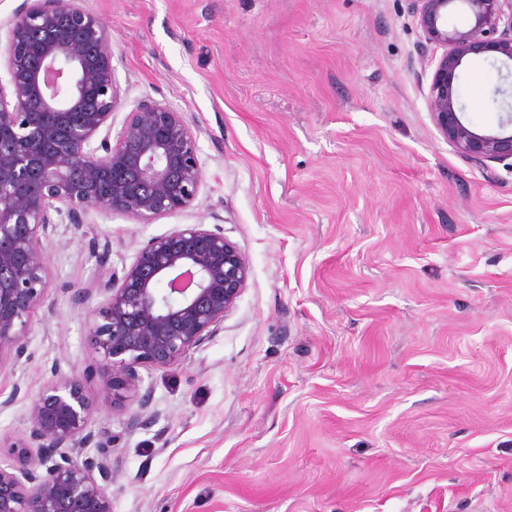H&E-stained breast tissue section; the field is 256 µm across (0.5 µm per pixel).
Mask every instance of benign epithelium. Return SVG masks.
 I'll use <instances>...</instances> for the list:
<instances>
[{
	"mask_svg": "<svg viewBox=\"0 0 512 512\" xmlns=\"http://www.w3.org/2000/svg\"><path fill=\"white\" fill-rule=\"evenodd\" d=\"M427 40L445 47L426 103L456 151L480 164L512 160V115L478 132L463 122L460 67L470 55L512 61V0H418ZM470 24L448 28V8ZM0 354L20 359L29 319L50 297L48 245L66 219L81 239L92 211L141 224L192 206L203 184L197 134L183 113L146 99L121 107L112 34L82 0H23L0 28ZM250 265L238 245L205 224H176L151 237L121 271L92 288L66 290L87 309L89 336L105 388L137 398L132 427L145 426L151 390L140 367L179 364L224 322L247 287ZM96 306H89L92 297ZM93 402L77 379L59 378L31 397L20 466L0 467V512H112V465L90 456L115 436L93 428Z\"/></svg>",
	"mask_w": 512,
	"mask_h": 512,
	"instance_id": "obj_1",
	"label": "benign epithelium"
}]
</instances>
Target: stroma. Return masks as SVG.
<instances>
[{
  "label": "stroma",
  "instance_id": "obj_1",
  "mask_svg": "<svg viewBox=\"0 0 512 512\" xmlns=\"http://www.w3.org/2000/svg\"><path fill=\"white\" fill-rule=\"evenodd\" d=\"M112 32L122 107L182 112L203 185L151 224L86 216L48 247L55 314L0 357V466L52 367L80 380L109 452L112 512H512V163L435 128L442 46L413 0H83ZM464 121L512 111V63L469 61ZM177 224L223 230L248 285L177 366L140 369L153 423L96 372L90 287ZM109 240L100 266L94 240Z\"/></svg>",
  "mask_w": 512,
  "mask_h": 512
}]
</instances>
